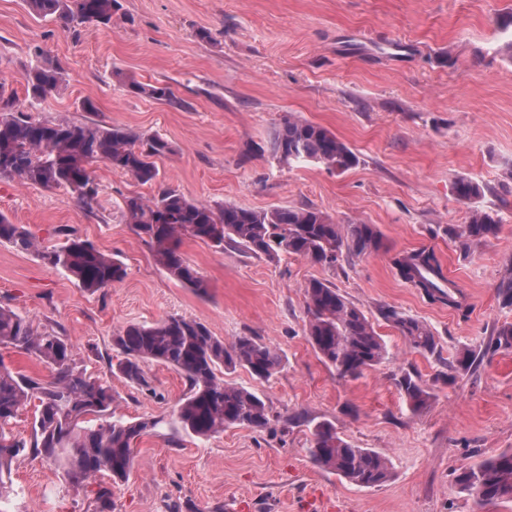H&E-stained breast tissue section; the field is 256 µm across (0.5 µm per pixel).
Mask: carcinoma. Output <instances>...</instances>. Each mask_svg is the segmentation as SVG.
I'll use <instances>...</instances> for the list:
<instances>
[{"label": "carcinoma", "instance_id": "1", "mask_svg": "<svg viewBox=\"0 0 512 512\" xmlns=\"http://www.w3.org/2000/svg\"><path fill=\"white\" fill-rule=\"evenodd\" d=\"M37 15L54 19L64 31L84 23L112 24L122 9L120 0H26ZM27 92L42 98L59 90L67 73L59 64H36L25 70ZM128 92L163 100L179 108L184 101L167 86L126 84ZM273 152L279 161L312 162L345 172L358 163L353 150L326 128L301 118H287L275 131ZM172 153L163 138L98 122L76 124L66 118L40 121L23 113L15 92L0 82V179L17 180L46 189L65 188L91 212L100 206L99 186L89 169L104 161L142 184L156 181L154 158ZM459 200L471 203L484 195V186L467 178L454 184ZM125 223L153 251L155 261L170 275L205 296L208 285L180 252L183 237L208 240L217 247L232 241L255 256L273 259L284 252L321 266L336 264L342 247L371 254L383 247L373 224H337L313 207L256 211L210 205L186 198L170 187L149 199H123ZM499 229L497 216L475 207L469 223L458 232L465 249L486 241ZM64 245L48 249L20 224L0 212V243L34 252L45 265L62 268L85 290L103 292L126 276L124 264L92 242L65 233ZM398 275L421 289L431 300L466 309L458 285L446 278L435 252L419 249L391 258ZM307 336L316 353L341 378H354L363 369L382 363L388 347L373 323L338 288L312 279L304 288ZM382 317L392 323L409 347L433 354L436 337L417 319L386 308ZM0 347L35 356L48 369L49 379L15 371L0 358V498L9 493L15 462L40 456L57 470L65 486L92 496L93 512H116L112 485L127 480L133 471L136 442L176 427L204 439L229 426L263 430L271 424L269 406L257 392L228 383L222 370L246 369L259 381L269 380L280 368L279 352L256 336L231 341L215 336L201 321L169 315L154 324L129 323L112 337L120 356L119 371L143 383L142 363L154 361L179 371L189 392L178 404L174 418L134 421L108 420L115 401L112 387L73 358V344L53 329L39 330L19 311L0 304ZM411 407L428 405L430 393L411 375L398 380ZM35 403L30 435L15 430L19 416ZM307 452L313 462L361 487H376L391 478L388 461L370 448H354L328 423L316 425ZM108 474L110 481L99 480ZM456 485L484 503H512V450L458 470Z\"/></svg>", "mask_w": 512, "mask_h": 512}]
</instances>
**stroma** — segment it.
Returning <instances> with one entry per match:
<instances>
[{"label":"stroma","mask_w":512,"mask_h":512,"mask_svg":"<svg viewBox=\"0 0 512 512\" xmlns=\"http://www.w3.org/2000/svg\"><path fill=\"white\" fill-rule=\"evenodd\" d=\"M111 25L63 31L24 0H0V81L33 118L101 121L166 139L155 183L98 161L101 206L82 209L62 189L0 180V212L44 247L65 232L121 260L127 274L95 294L31 252L0 245V304L68 336L74 358L112 386L114 417L171 416L188 385L176 369L148 361L145 384L111 358L115 332L177 314L214 335L259 337L284 356L269 381L246 370L228 382L260 393L274 420L264 430L230 427L207 439L165 428L136 443L135 467L114 489L117 512H512L461 492L458 469L512 450V350L492 338L512 323L497 285L512 267V0H121ZM208 31L209 39L198 36ZM60 62L68 84L30 100L24 80L36 60ZM168 85L181 108L127 92L126 82ZM322 125L359 163L339 173L285 164L270 140L284 118ZM485 187L480 208L497 213L495 237L464 254L452 230L471 207L458 178ZM170 187L220 207L310 206L339 224H374L384 247L343 250L324 267L297 255L257 258L243 249L183 239V257L208 283L197 295L159 266L125 224L124 197ZM434 250L467 311L431 301L403 281L391 258ZM325 280L359 307L389 348L385 362L339 378L306 336L304 287ZM391 307L426 324L435 353L409 348L381 315ZM471 351L470 372L448 365ZM418 377L429 405L413 410L397 382ZM332 423L357 448L386 457L392 478L360 487L307 454L317 423ZM15 492L0 512H91L85 494L62 486L40 459L12 472Z\"/></svg>","instance_id":"35a3bbf8"}]
</instances>
